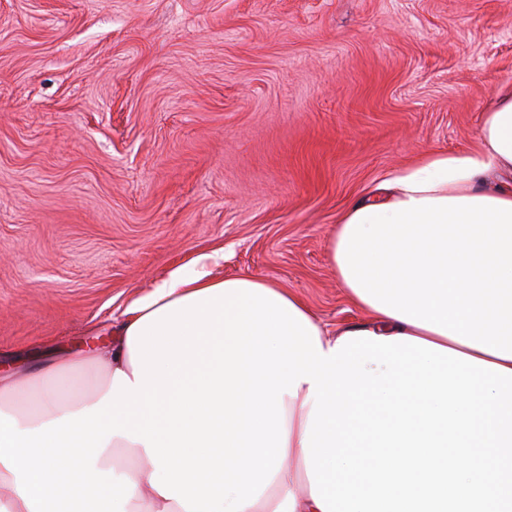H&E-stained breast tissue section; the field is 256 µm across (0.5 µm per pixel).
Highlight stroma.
Masks as SVG:
<instances>
[{
  "mask_svg": "<svg viewBox=\"0 0 512 512\" xmlns=\"http://www.w3.org/2000/svg\"><path fill=\"white\" fill-rule=\"evenodd\" d=\"M512 83V0H0V370L109 343L176 268L365 322L346 206L464 154Z\"/></svg>",
  "mask_w": 512,
  "mask_h": 512,
  "instance_id": "stroma-1",
  "label": "stroma"
}]
</instances>
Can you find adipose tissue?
Segmentation results:
<instances>
[{"label": "adipose tissue", "instance_id": "obj_1", "mask_svg": "<svg viewBox=\"0 0 512 512\" xmlns=\"http://www.w3.org/2000/svg\"><path fill=\"white\" fill-rule=\"evenodd\" d=\"M496 96L475 151L425 155L354 199L337 220L329 262L349 299L368 313L365 330L415 336L512 369V183L487 179L492 169L512 176V84L497 87ZM222 282L203 265L172 271L129 306L109 347L0 373V412L24 430L95 406L112 392L116 372L134 371L127 344L134 323ZM77 371L85 374L82 394L71 382ZM308 392L304 381L296 396H284L288 463L243 512H321L302 449ZM119 451L131 464H116ZM95 467L134 483L125 512H185L151 486L155 466L144 444L114 436Z\"/></svg>", "mask_w": 512, "mask_h": 512}]
</instances>
